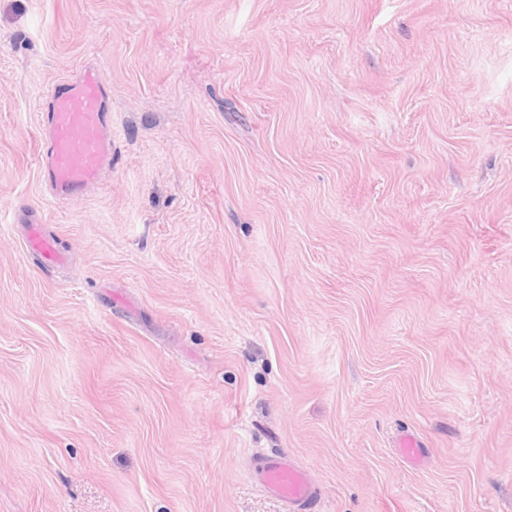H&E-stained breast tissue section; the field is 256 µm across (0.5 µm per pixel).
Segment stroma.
I'll use <instances>...</instances> for the list:
<instances>
[{
  "instance_id": "stroma-1",
  "label": "stroma",
  "mask_w": 512,
  "mask_h": 512,
  "mask_svg": "<svg viewBox=\"0 0 512 512\" xmlns=\"http://www.w3.org/2000/svg\"><path fill=\"white\" fill-rule=\"evenodd\" d=\"M89 62L112 165L58 199ZM270 453L512 512V0H0V512H289ZM45 104V185L57 198H82L112 158V103L102 66L85 65L75 79L55 82ZM27 246L41 256L46 268H54L63 261V256L56 248L54 241L45 237L37 226L30 228Z\"/></svg>"
}]
</instances>
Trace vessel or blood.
<instances>
[{"mask_svg": "<svg viewBox=\"0 0 512 512\" xmlns=\"http://www.w3.org/2000/svg\"><path fill=\"white\" fill-rule=\"evenodd\" d=\"M45 104L41 153L45 184L55 197L82 198L96 188L112 158V103L102 66H83L76 78L55 82ZM27 245L45 267L63 260L53 240L38 227L30 228ZM254 477L265 491L287 503L290 512H320L321 496L313 478L287 455L265 456Z\"/></svg>", "mask_w": 512, "mask_h": 512, "instance_id": "1", "label": "vessel or blood"}]
</instances>
